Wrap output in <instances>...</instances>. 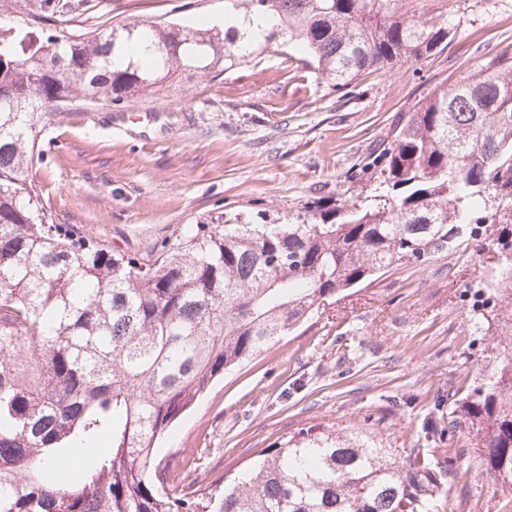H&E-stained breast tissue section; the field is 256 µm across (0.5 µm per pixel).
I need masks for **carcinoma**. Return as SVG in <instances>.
Here are the masks:
<instances>
[{"mask_svg": "<svg viewBox=\"0 0 512 512\" xmlns=\"http://www.w3.org/2000/svg\"><path fill=\"white\" fill-rule=\"evenodd\" d=\"M402 0H224V31L128 22L91 37L48 30L46 6L0 25V512H439L454 448H388L308 427L257 454L231 484L169 478L159 439L224 372L321 305L464 234L501 255L487 276L512 325V54L406 113L365 165L371 202H312L282 222L218 215L145 266L54 223L29 177L36 103L120 105L158 72L232 71L277 42L333 88L448 45L457 25ZM134 44L145 59L116 58ZM467 425L481 472L512 493V336L473 387L448 389V430ZM108 438L86 466L83 454ZM82 470L65 482L63 469Z\"/></svg>", "mask_w": 512, "mask_h": 512, "instance_id": "carcinoma-1", "label": "carcinoma"}]
</instances>
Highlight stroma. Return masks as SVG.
<instances>
[{"label": "stroma", "instance_id": "obj_1", "mask_svg": "<svg viewBox=\"0 0 512 512\" xmlns=\"http://www.w3.org/2000/svg\"><path fill=\"white\" fill-rule=\"evenodd\" d=\"M55 26L96 33L135 19L197 26L218 0H67ZM417 18L446 17L458 36L436 55L360 76L334 91L307 62L262 61L185 73L120 106L82 100L47 120L30 175L58 224L109 250L154 260L187 227L221 213L285 217L319 198L365 204L364 163L404 112L435 89L512 53V0H403ZM472 242L395 267L327 306L317 322L225 374L169 430L158 457L209 482L244 470L262 448L314 425L371 435L398 456L425 447V417L452 385L478 381L499 343L476 329L474 287L491 270ZM462 474L448 512H512L457 431Z\"/></svg>", "mask_w": 512, "mask_h": 512}]
</instances>
